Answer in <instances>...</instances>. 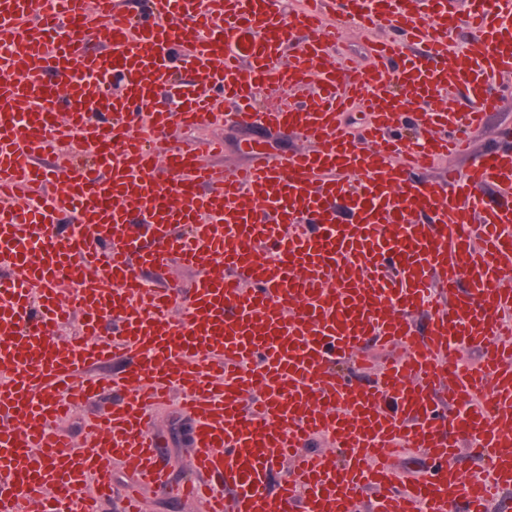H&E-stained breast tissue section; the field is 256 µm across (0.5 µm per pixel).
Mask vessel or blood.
I'll return each mask as SVG.
<instances>
[{
	"label": "vessel or blood",
	"mask_w": 512,
	"mask_h": 512,
	"mask_svg": "<svg viewBox=\"0 0 512 512\" xmlns=\"http://www.w3.org/2000/svg\"><path fill=\"white\" fill-rule=\"evenodd\" d=\"M348 23L366 65L338 55ZM0 32V512H143L147 489L206 512H512V151L412 178L500 110L512 0H311L290 19L278 0H0ZM415 103L422 142L402 134ZM217 124L304 145L254 143L232 169L158 147ZM173 266L196 272L183 310L144 278ZM108 391L68 444L59 423ZM173 392L194 421L180 482L153 419ZM404 450L421 476H400ZM474 460L489 478H465Z\"/></svg>",
	"instance_id": "vessel-or-blood-1"
}]
</instances>
